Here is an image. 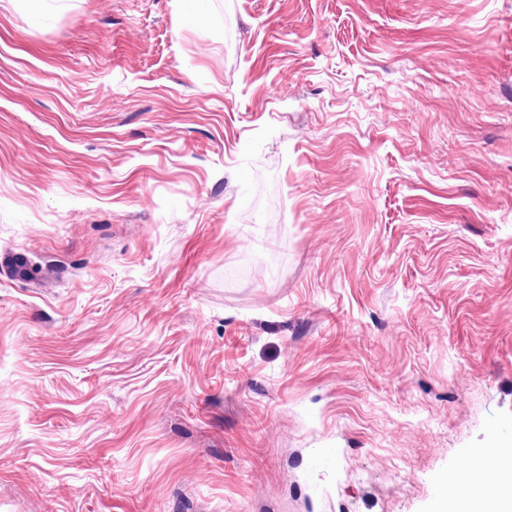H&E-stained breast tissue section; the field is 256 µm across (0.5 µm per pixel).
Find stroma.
<instances>
[{
	"instance_id": "35a3bbf8",
	"label": "stroma",
	"mask_w": 512,
	"mask_h": 512,
	"mask_svg": "<svg viewBox=\"0 0 512 512\" xmlns=\"http://www.w3.org/2000/svg\"><path fill=\"white\" fill-rule=\"evenodd\" d=\"M0 512H450L512 488V0H0Z\"/></svg>"
}]
</instances>
